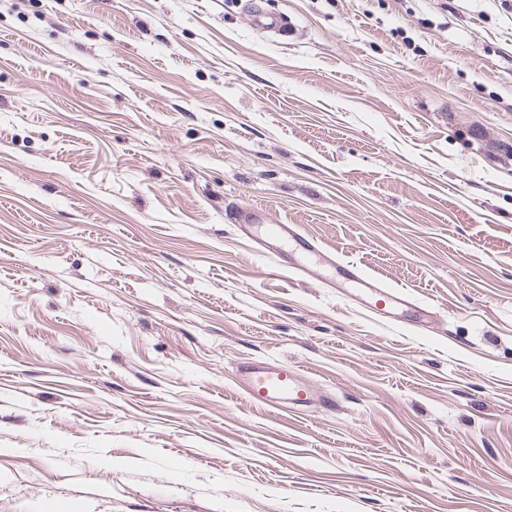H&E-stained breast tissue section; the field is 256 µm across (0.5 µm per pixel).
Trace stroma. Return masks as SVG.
<instances>
[{"mask_svg":"<svg viewBox=\"0 0 512 512\" xmlns=\"http://www.w3.org/2000/svg\"><path fill=\"white\" fill-rule=\"evenodd\" d=\"M256 2L0 0V512H512V0ZM252 22L260 30L279 36L288 34V18L282 15L267 14L259 10L252 12ZM269 218L262 209H253L243 217L241 229L259 239V236L277 239L283 246L280 252L282 266L297 274L315 273L330 288H341L352 294L371 313L383 317L403 314L414 308L419 318L412 320L415 326L424 327L436 315L434 306H419L408 290L387 287L378 278L367 275L360 264L336 255L314 238L300 230L296 224H272L265 226ZM264 227L262 233L258 229ZM256 232V233H255ZM400 316L391 317L399 321ZM235 383L251 403L289 413H303L316 406L334 403L332 395L307 381L299 369L275 360L240 363Z\"/></svg>","mask_w":512,"mask_h":512,"instance_id":"obj_1","label":"stroma"}]
</instances>
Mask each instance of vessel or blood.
<instances>
[{"instance_id": "1", "label": "vessel or blood", "mask_w": 512, "mask_h": 512, "mask_svg": "<svg viewBox=\"0 0 512 512\" xmlns=\"http://www.w3.org/2000/svg\"><path fill=\"white\" fill-rule=\"evenodd\" d=\"M252 22L260 30L280 36L288 33V19L282 15L256 10ZM241 229L252 235L279 240L284 267L297 274H317L324 284L342 289L356 297L371 313L395 316L414 310L415 326L429 323L436 314L431 306H417L408 290L387 287L378 278L367 275L360 264L341 258L295 224H272L263 210L255 209L244 215ZM235 383L251 403L282 412L302 413L316 406L333 404L332 395L320 391L307 381L300 370L274 360H253L240 363Z\"/></svg>"}]
</instances>
